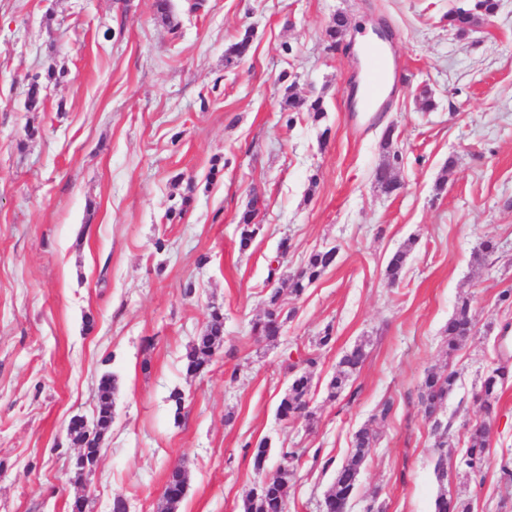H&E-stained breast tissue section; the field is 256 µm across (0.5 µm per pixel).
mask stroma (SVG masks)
<instances>
[{"label":"stroma","mask_w":512,"mask_h":512,"mask_svg":"<svg viewBox=\"0 0 512 512\" xmlns=\"http://www.w3.org/2000/svg\"><path fill=\"white\" fill-rule=\"evenodd\" d=\"M170 2L172 26L153 0H0V512H70L81 495L92 512H112L118 496L128 512H158L177 466L188 475L178 512H242L262 441L270 474L281 449L302 452L287 512H320L333 479L323 460L345 459L387 400L349 512L374 499L385 512H432L444 486L473 512H512L501 471L512 460V382L476 476L452 468L439 481L417 406L427 371L459 372L439 416L461 456L483 418L480 376L512 356V300L500 298L512 289V0L463 35L447 16L464 0H205L195 12ZM339 12L347 41L331 48L324 29ZM380 18L402 76L374 122L348 90L366 67L361 29ZM247 29L248 56L226 64ZM283 72L322 98L320 121L288 114ZM36 77L44 102L30 112ZM390 125L403 159L401 188L386 195L374 171ZM254 191L261 231L243 251L238 220ZM179 206L182 218L167 221ZM488 235L499 250L474 265ZM284 239L287 275L314 251L338 253L303 295H283L288 318L272 344L251 328ZM407 244L389 285L385 266ZM463 298L476 330L450 358L445 326ZM215 306L224 344L186 379ZM327 328L333 341L318 347ZM361 341L364 366L328 400L340 357ZM308 351L311 426L277 414L292 359ZM106 374L117 379L112 427L79 478L67 425L95 418Z\"/></svg>","instance_id":"35a3bbf8"}]
</instances>
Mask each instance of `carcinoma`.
Listing matches in <instances>:
<instances>
[{"label":"carcinoma","instance_id":"1","mask_svg":"<svg viewBox=\"0 0 512 512\" xmlns=\"http://www.w3.org/2000/svg\"><path fill=\"white\" fill-rule=\"evenodd\" d=\"M499 8V0H471L468 8H458L448 11V27L458 34L467 33L478 20L486 21L493 17ZM346 17L338 13L333 22L325 29V36L331 46H336L345 35ZM253 32L249 29L224 50V58L233 63L246 56L251 48ZM43 86L34 80L30 83L25 107L28 111H36L43 103ZM284 105L290 112H307L314 120L324 116L323 101L317 97L311 99L296 92V82L286 87ZM382 148L388 156L387 162L377 167L374 180L385 193L397 191L400 185L395 177V169L401 159V151L393 147L392 131H387ZM260 198L253 196L247 208L239 218L240 249L250 246L260 230L255 219ZM409 250L395 252L388 261L385 275L392 284L397 283L406 265ZM336 261V249L316 251L312 253L307 263L295 274L288 276V293L299 297L305 288L315 282L324 271ZM282 289L273 288L266 299V309L263 317L254 322L253 332L268 342H275L281 336L283 306L281 301ZM473 313L469 299L461 300L453 314L448 319V355H453L472 336L471 327ZM224 341V313L214 308L209 314L208 324L203 333L196 337L187 352L186 374L195 377L211 365L220 345ZM367 358L366 345L363 342L350 347L340 358L334 376L327 385V398L337 399L346 389L352 378L359 373ZM316 363V358L308 354L299 360L303 365L297 371L288 387V392L281 399L278 415L284 421L293 423L300 418L313 422L315 413L309 409L313 384L308 367ZM512 377L508 365H498L485 372L481 377L480 399L484 420L470 431L466 452L460 463L474 472H481L490 461L488 452L491 433V422L496 416V408L506 382ZM459 372L450 369L442 373L429 372L421 383L418 394V405L424 418L431 423L430 429L435 438L433 451L436 454L435 472L442 477V472L448 466V445L450 440L449 425L437 417L448 396L455 390ZM116 390V380L110 375L100 379L98 385L99 407L96 416L97 432L89 437L81 420L75 419L70 426V435L80 443L83 453L75 461V471L83 473L94 465L99 451L100 436L112 426V396ZM379 434L372 425L366 424L353 435L352 449L348 457L338 465L333 460L325 462V467L335 466L334 477L323 500V512H346L351 498L358 490L359 475L369 456V449L375 447ZM301 454L295 448L281 450L280 463L276 473L271 477L261 478L253 487L250 495L243 502V512H286L291 481L297 470ZM186 476L182 468H175L167 481L162 494L165 503L162 512H177L179 504L185 495ZM434 512H472L471 503L458 496L448 494V489L441 488L434 500Z\"/></svg>","mask_w":512,"mask_h":512}]
</instances>
